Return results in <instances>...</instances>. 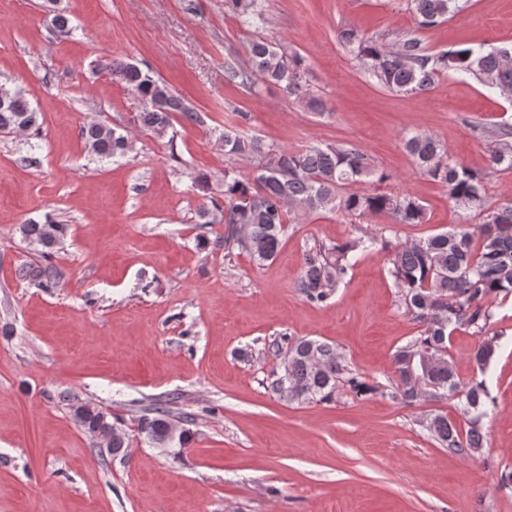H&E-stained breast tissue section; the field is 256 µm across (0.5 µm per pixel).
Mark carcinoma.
Wrapping results in <instances>:
<instances>
[{"label":"carcinoma","mask_w":512,"mask_h":512,"mask_svg":"<svg viewBox=\"0 0 512 512\" xmlns=\"http://www.w3.org/2000/svg\"><path fill=\"white\" fill-rule=\"evenodd\" d=\"M422 28L443 21L456 0H408ZM240 23L255 31L265 27L262 0H224ZM339 39L362 62L369 76L386 90L413 94L428 90L439 72L452 69L464 73L489 89L512 92V45L452 47L438 55L427 52L422 40L407 33L396 47L388 49L355 30L339 33ZM248 66L231 59L224 62V81L255 91L261 84L280 86L288 95L306 100L308 108L323 112V103L307 97V69L298 54L290 55L277 44L256 34L249 41ZM100 67L124 85L138 101L134 116L142 132L163 135L177 115L191 125L202 126L205 117L155 77L148 68L120 58L103 61ZM38 126V113L26 90L0 85V131H26ZM81 136L88 152L100 159L122 157L133 149L129 134L103 124H89ZM496 146L486 166L474 169L451 162L446 146L430 133L403 138L406 151L418 170L448 188L454 204L482 216L479 224L427 238L393 245L384 237L366 233L343 242L315 244L304 251L297 291L310 303L327 304L355 264L357 252L381 247L388 253V273L398 290L400 305L418 324L419 331L393 356L394 379L389 385L371 383L343 364L336 347L314 339L291 340L283 336L284 355L273 372L268 389L290 403L330 401L346 385L354 397L364 400L377 395L411 404L417 400H453L465 419L460 428L448 415L436 413L426 429L443 448L468 455L484 447L483 419L491 402L486 386L489 366L500 347L502 334L490 332L495 317L491 296L512 293V205L492 207L485 195L486 177L512 171V126L495 133ZM224 204L213 203L199 211L201 224L224 225V259L245 253L261 265L273 260L288 235L293 214L336 210L360 219L388 218L394 224H424L426 208L408 193L362 194L351 186L366 180L389 179L360 149L344 144H307L298 149L282 148L260 137L224 129ZM243 159L261 162L254 178H243L233 163ZM21 237L42 247L44 257L66 232V225L52 218L18 227ZM45 288L56 284L57 273L47 266L23 272ZM468 329L480 337L471 359L476 377L457 378L448 344L452 334ZM76 423L105 442L108 453L129 455L125 431L112 422L103 408L63 396ZM138 430L158 448H183L186 429L173 419L169 403H157L144 414Z\"/></svg>","instance_id":"carcinoma-1"}]
</instances>
